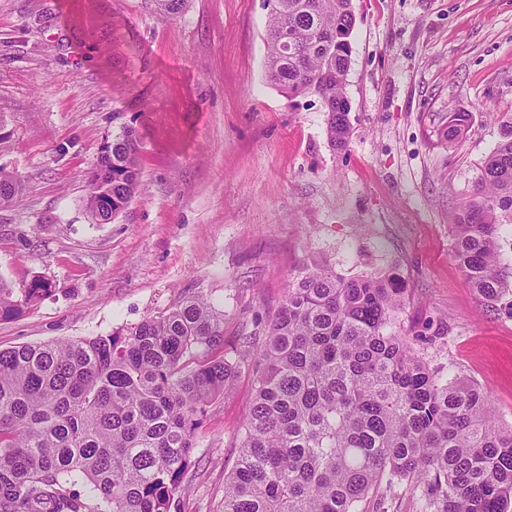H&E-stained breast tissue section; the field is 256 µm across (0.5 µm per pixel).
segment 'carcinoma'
I'll list each match as a JSON object with an SVG mask.
<instances>
[{
    "label": "carcinoma",
    "instance_id": "obj_1",
    "mask_svg": "<svg viewBox=\"0 0 512 512\" xmlns=\"http://www.w3.org/2000/svg\"><path fill=\"white\" fill-rule=\"evenodd\" d=\"M266 73L318 97L333 147L346 145L351 0H270ZM185 0H154L165 18ZM136 131L115 136L87 181L101 223L140 189ZM23 185L0 170V209ZM512 218V118L455 221L454 256L489 301L512 291L500 217ZM42 277L0 280V320L51 294ZM396 277L345 279L322 267L288 289L263 343L224 354V310L192 295L108 336L0 350V512H172L194 436L239 374L255 395L224 482L223 512H363L402 489L419 512H509L512 428L488 396L446 381L389 331Z\"/></svg>",
    "mask_w": 512,
    "mask_h": 512
}]
</instances>
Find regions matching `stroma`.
<instances>
[{
    "instance_id": "35a3bbf8",
    "label": "stroma",
    "mask_w": 512,
    "mask_h": 512,
    "mask_svg": "<svg viewBox=\"0 0 512 512\" xmlns=\"http://www.w3.org/2000/svg\"><path fill=\"white\" fill-rule=\"evenodd\" d=\"M350 137L266 77V0H0V169L24 186L0 209V279L52 295L0 320V350L106 336L202 294L224 350L265 335L303 268L384 274L393 328L512 426V296L491 303L454 257L453 223L512 115V0H352ZM466 127L448 137V119ZM141 188L109 222L85 207L122 127ZM254 396L242 373L210 406L181 512H221Z\"/></svg>"
}]
</instances>
